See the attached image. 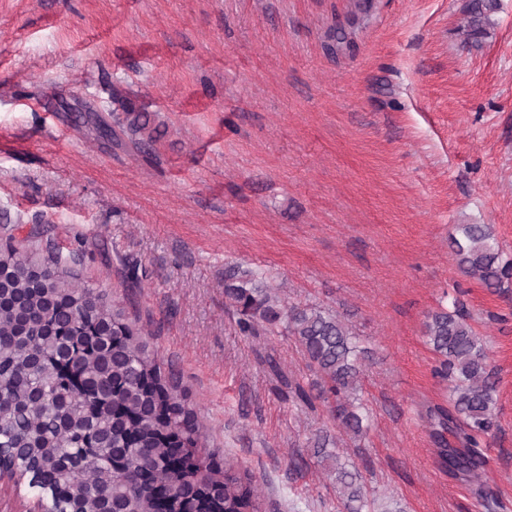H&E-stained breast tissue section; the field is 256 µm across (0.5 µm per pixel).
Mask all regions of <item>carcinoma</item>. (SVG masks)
<instances>
[{
	"mask_svg": "<svg viewBox=\"0 0 512 512\" xmlns=\"http://www.w3.org/2000/svg\"><path fill=\"white\" fill-rule=\"evenodd\" d=\"M495 0H471L467 39L484 34ZM451 244L459 268L487 288L512 280L488 228L457 225ZM224 297L244 335L263 325L294 337L320 374L319 397L332 400L336 427L354 440L367 431L359 412V350L340 315L286 306L263 276L230 268ZM423 335L450 383L449 405L421 413L454 474L478 481L479 451L492 430L497 375L469 317L441 307ZM335 460L344 512H399L368 495L358 471ZM198 413L185 403L173 370L151 354L124 311L78 282L51 256L11 243L0 249V458L15 466L45 512H262L255 476L229 456L204 452Z\"/></svg>",
	"mask_w": 512,
	"mask_h": 512,
	"instance_id": "obj_1",
	"label": "carcinoma"
}]
</instances>
